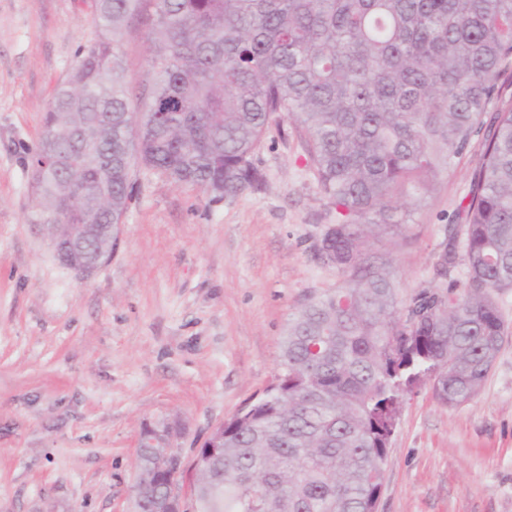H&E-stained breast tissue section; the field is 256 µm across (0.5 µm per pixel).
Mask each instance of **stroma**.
Here are the masks:
<instances>
[{
  "label": "stroma",
  "instance_id": "35a3bbf8",
  "mask_svg": "<svg viewBox=\"0 0 512 512\" xmlns=\"http://www.w3.org/2000/svg\"><path fill=\"white\" fill-rule=\"evenodd\" d=\"M105 36L95 0H0V512H131L141 428L180 429L192 466L273 382L289 318L343 281L318 252L336 211L302 139L275 124L254 154L264 189L215 200L134 165L111 258L86 277L56 259L26 161L57 84ZM150 45V19L133 16L130 93ZM479 162L471 145L396 243L375 245L400 298L439 284ZM377 512H512V339L469 403L445 407L427 385L404 397Z\"/></svg>",
  "mask_w": 512,
  "mask_h": 512
}]
</instances>
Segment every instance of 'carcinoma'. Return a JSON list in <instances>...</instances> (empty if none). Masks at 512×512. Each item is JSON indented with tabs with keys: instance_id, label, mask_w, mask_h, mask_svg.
Returning a JSON list of instances; mask_svg holds the SVG:
<instances>
[{
	"instance_id": "1",
	"label": "carcinoma",
	"mask_w": 512,
	"mask_h": 512,
	"mask_svg": "<svg viewBox=\"0 0 512 512\" xmlns=\"http://www.w3.org/2000/svg\"><path fill=\"white\" fill-rule=\"evenodd\" d=\"M153 6L151 77L130 107L120 35ZM107 37L56 87L31 154L32 220L121 224L131 167L231 199L265 184L253 156L273 123L304 139L336 209L344 277L289 321L274 382L224 421L196 468L191 512H373L405 393L471 401L508 338L512 289V0H96ZM500 106L488 113L493 100ZM479 140L454 282L400 300L371 245L401 233Z\"/></svg>"
}]
</instances>
